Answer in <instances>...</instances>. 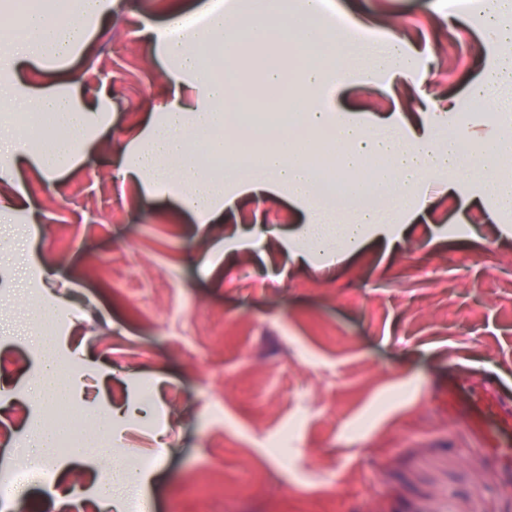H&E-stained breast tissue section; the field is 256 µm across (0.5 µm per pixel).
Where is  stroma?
<instances>
[{"instance_id": "35a3bbf8", "label": "stroma", "mask_w": 512, "mask_h": 512, "mask_svg": "<svg viewBox=\"0 0 512 512\" xmlns=\"http://www.w3.org/2000/svg\"><path fill=\"white\" fill-rule=\"evenodd\" d=\"M213 0H115L94 23L91 48L42 51L17 79L27 90L112 96L91 147L53 179L36 168L0 171V462L27 446L36 425L15 424L42 352L81 354L83 394L100 409L124 392L131 415L112 457L149 466L155 512H512V470L501 467L453 408L489 430L512 413V232L491 222L487 186L432 196L396 246L378 238L343 258L293 259L287 238L302 220L288 196L237 197L209 225L174 194H147L115 177L133 135L160 118L175 68L149 30L172 7L203 16ZM336 31L396 35L419 50L417 78L337 90L333 111L360 123L463 105L512 45L484 26L482 8L448 0H329ZM110 180L109 192L100 189ZM67 192V204L48 199ZM34 207L29 226L13 203ZM54 297L80 316L33 340L32 298ZM179 409H172L174 395ZM289 432L281 463L271 443ZM220 447H210V440ZM89 455L27 485L0 512H78L104 473Z\"/></svg>"}]
</instances>
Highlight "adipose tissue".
<instances>
[{
  "label": "adipose tissue",
  "mask_w": 512,
  "mask_h": 512,
  "mask_svg": "<svg viewBox=\"0 0 512 512\" xmlns=\"http://www.w3.org/2000/svg\"><path fill=\"white\" fill-rule=\"evenodd\" d=\"M315 2L250 0L249 21L243 26L233 23L231 11L220 6L206 12L207 23L200 28L192 27L180 11H172L167 23L153 29L152 35L162 53L179 62L173 72L176 91L162 119L152 121L146 137L138 141L136 158L123 169V176L141 178L153 190L160 177L176 172L182 185L180 204L200 224L211 223L221 208L231 206L235 192L284 190L306 215L288 241L290 251L299 258L353 253L371 235L398 240L411 213L407 207L388 221L380 218L378 209L361 206L354 212L353 223H326V214L313 195L321 160L319 140L261 128L252 121L253 112L273 110L286 90L300 110L302 124L328 135L337 148L341 170L354 175L350 199H364L360 181L365 167L380 159L387 160L389 168L377 171L373 180L384 197L411 193L444 172L449 175V188H456L455 175L469 156L484 162L488 177L498 176L499 163L512 159L510 135L476 139L457 131L441 139L414 126L399 134H370L353 121H334L317 98L327 84L341 86L355 80L356 52L344 34L324 41L317 22L328 10ZM111 12L112 0H65L53 11L41 8L23 14L10 31L9 56L15 62L33 58L47 45L57 47L61 56H70L94 37L86 18L104 20ZM243 43L269 47L275 55L282 46H289L304 62L302 79L287 89L279 71L264 69L263 84L269 95L255 102L237 88L234 51ZM372 58L374 70L384 80L415 74V55L400 39L381 43L373 49ZM0 98L36 113L39 123L30 139L39 146V170L49 176L60 173L86 146L89 125L98 110L97 105H82L66 94L25 99L14 90L0 88ZM231 125L238 132L234 149L224 135Z\"/></svg>",
  "instance_id": "ef3b65f1"
}]
</instances>
